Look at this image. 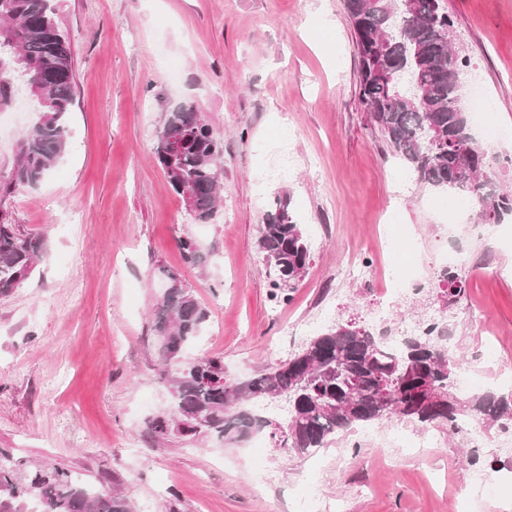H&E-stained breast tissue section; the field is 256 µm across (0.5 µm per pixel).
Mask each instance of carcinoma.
<instances>
[{"mask_svg":"<svg viewBox=\"0 0 512 512\" xmlns=\"http://www.w3.org/2000/svg\"><path fill=\"white\" fill-rule=\"evenodd\" d=\"M360 64V98L372 127L393 155L433 188L469 195L481 220L500 224L512 216V194L484 176V152L472 137L456 74L469 59L455 50L454 20L441 0H344ZM52 0H0V110L21 91L36 103L37 120L18 139L16 161L0 177V199L19 187L34 188L67 149V115L73 102V59ZM404 68L415 92L392 77ZM180 151L169 157L171 143ZM223 142L192 102L168 113L155 153L179 197L190 192L191 214L208 224L218 212ZM259 251L273 268V286L295 288L310 261L301 225L281 210L260 225ZM45 240L0 216V296L21 287L34 273ZM183 261L201 266L205 256L192 237L180 242ZM164 291L152 318L163 361L176 360L194 343L207 321L180 275L159 269ZM446 304L461 293L463 278L441 269ZM412 355L392 353L385 337L351 323H338L310 338L282 363L243 380L229 381L224 357L206 356L185 364L159 382L173 398L170 417L148 425L156 438L177 430L239 443L267 428L277 447L304 457L327 447L358 426L398 418L429 427L458 429L465 418L487 424L512 421V396L488 389L466 401L420 402L416 392L430 382L444 394L462 365L442 348L440 320L417 321ZM285 399L283 421L262 415L254 402ZM0 512H132L127 498L98 491L77 474L55 466L18 465L0 453Z\"/></svg>","mask_w":512,"mask_h":512,"instance_id":"obj_1","label":"carcinoma"}]
</instances>
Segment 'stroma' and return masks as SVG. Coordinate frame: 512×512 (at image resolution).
Returning a JSON list of instances; mask_svg holds the SVG:
<instances>
[{
	"label": "stroma",
	"instance_id": "stroma-1",
	"mask_svg": "<svg viewBox=\"0 0 512 512\" xmlns=\"http://www.w3.org/2000/svg\"><path fill=\"white\" fill-rule=\"evenodd\" d=\"M444 3L470 61L465 79L486 91L494 124L512 130V0ZM56 21L74 61L68 147L38 187L0 203L47 243L31 279L0 297V450L121 490L133 512H294L314 491L341 498L345 512H455L479 468L494 485L491 512H512V453L494 426L483 428L475 469L465 439L448 431L432 453L391 461L365 446L358 466L340 470L349 436L300 458L271 439L248 448L147 429L173 410L159 372L210 354L243 379L300 348L287 322L371 327L373 304L346 276L347 255L379 264L385 230L405 242L399 262L418 269L442 234L446 191L421 184L368 120L343 0H57ZM183 101L224 142L223 203L208 224L195 223L155 155ZM35 119L0 112L1 173ZM282 206L312 246L285 300L273 298L257 248ZM188 236L204 268L183 262ZM448 245L466 263L465 292L447 310L461 351L512 361V217L482 238L460 227ZM161 267L208 311L179 361L162 360L150 330ZM471 308L481 318L465 317ZM266 466L279 482L254 492Z\"/></svg>",
	"mask_w": 512,
	"mask_h": 512
}]
</instances>
